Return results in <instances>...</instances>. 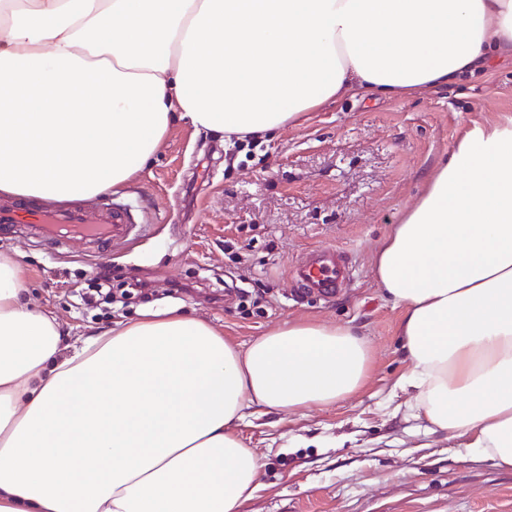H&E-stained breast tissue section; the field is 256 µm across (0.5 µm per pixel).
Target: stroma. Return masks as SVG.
Here are the masks:
<instances>
[{
    "mask_svg": "<svg viewBox=\"0 0 512 512\" xmlns=\"http://www.w3.org/2000/svg\"><path fill=\"white\" fill-rule=\"evenodd\" d=\"M512 118V58L424 94L347 96L304 122L237 145L178 120L117 198L133 204L131 232L109 258L150 280L143 300L98 297L101 259L75 241L51 248L0 233V253L26 270L25 297L73 336L132 320L166 303L170 281L201 292L176 300L242 344L291 320L355 329L373 350L361 393L284 418L249 415L238 431L262 463V487L240 512H512V471L425 432L395 392L408 362L400 309L378 287L375 253L422 193L428 174L472 123ZM336 246L353 280L324 301L297 296L291 264Z\"/></svg>",
    "mask_w": 512,
    "mask_h": 512,
    "instance_id": "1",
    "label": "stroma"
}]
</instances>
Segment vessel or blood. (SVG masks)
<instances>
[{"instance_id":"vessel-or-blood-1","label":"vessel or blood","mask_w":512,"mask_h":512,"mask_svg":"<svg viewBox=\"0 0 512 512\" xmlns=\"http://www.w3.org/2000/svg\"><path fill=\"white\" fill-rule=\"evenodd\" d=\"M131 222V208L126 204L98 205L80 200L24 204L0 200V228H32L53 246L76 236L108 249L128 232ZM290 275L307 294L328 300L351 281L352 262L348 252L330 246L301 259L291 267Z\"/></svg>"}]
</instances>
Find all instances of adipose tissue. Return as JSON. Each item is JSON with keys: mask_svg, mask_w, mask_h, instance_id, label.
I'll return each instance as SVG.
<instances>
[{"mask_svg": "<svg viewBox=\"0 0 512 512\" xmlns=\"http://www.w3.org/2000/svg\"><path fill=\"white\" fill-rule=\"evenodd\" d=\"M512 53V0H0V192L124 190L174 125L259 136L354 93L403 97ZM397 386L429 432L512 471V119L452 144L375 258ZM0 254V512H239L237 426L358 393L348 326L248 344L174 308L67 342Z\"/></svg>", "mask_w": 512, "mask_h": 512, "instance_id": "obj_1", "label": "adipose tissue"}]
</instances>
